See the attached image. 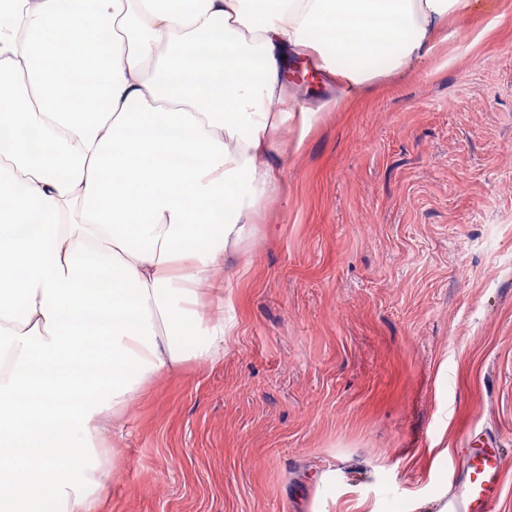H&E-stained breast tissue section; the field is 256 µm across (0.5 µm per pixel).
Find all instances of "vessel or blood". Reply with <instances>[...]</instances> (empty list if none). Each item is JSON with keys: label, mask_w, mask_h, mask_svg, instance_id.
<instances>
[{"label": "vessel or blood", "mask_w": 512, "mask_h": 512, "mask_svg": "<svg viewBox=\"0 0 512 512\" xmlns=\"http://www.w3.org/2000/svg\"><path fill=\"white\" fill-rule=\"evenodd\" d=\"M464 469L465 477L451 508L453 512H485L506 478L504 457L490 446L471 448L464 457Z\"/></svg>", "instance_id": "vessel-or-blood-1"}]
</instances>
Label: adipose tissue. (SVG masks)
Instances as JSON below:
<instances>
[{
	"label": "adipose tissue",
	"mask_w": 512,
	"mask_h": 512,
	"mask_svg": "<svg viewBox=\"0 0 512 512\" xmlns=\"http://www.w3.org/2000/svg\"><path fill=\"white\" fill-rule=\"evenodd\" d=\"M477 0H0V512H99L128 404L237 326L217 272L319 111L292 59L359 96L428 60Z\"/></svg>",
	"instance_id": "1"
}]
</instances>
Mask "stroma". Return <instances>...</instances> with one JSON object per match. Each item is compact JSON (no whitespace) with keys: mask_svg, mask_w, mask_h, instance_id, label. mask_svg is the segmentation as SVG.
<instances>
[{"mask_svg":"<svg viewBox=\"0 0 512 512\" xmlns=\"http://www.w3.org/2000/svg\"><path fill=\"white\" fill-rule=\"evenodd\" d=\"M321 110L223 271L217 361L144 387L101 512H441L464 449L512 460V0Z\"/></svg>","mask_w":512,"mask_h":512,"instance_id":"obj_1","label":"stroma"}]
</instances>
